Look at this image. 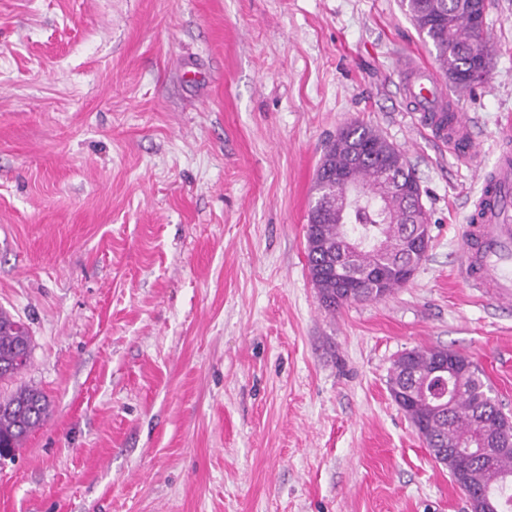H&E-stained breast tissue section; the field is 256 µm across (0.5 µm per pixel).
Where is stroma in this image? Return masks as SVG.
<instances>
[{
  "mask_svg": "<svg viewBox=\"0 0 512 512\" xmlns=\"http://www.w3.org/2000/svg\"><path fill=\"white\" fill-rule=\"evenodd\" d=\"M473 153L417 124L401 0H0V395L50 413L0 461V512H470L393 401L446 348L512 417V306L463 281L466 218L512 116V0H488ZM401 149L431 243L406 287L336 312L308 271L326 143ZM31 352L29 330L20 320L0 312V380L23 371Z\"/></svg>",
  "mask_w": 512,
  "mask_h": 512,
  "instance_id": "obj_1",
  "label": "stroma"
}]
</instances>
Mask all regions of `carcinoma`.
<instances>
[{
  "mask_svg": "<svg viewBox=\"0 0 512 512\" xmlns=\"http://www.w3.org/2000/svg\"><path fill=\"white\" fill-rule=\"evenodd\" d=\"M402 6L425 41L448 82L458 91L471 92L481 82L472 78V46L477 35L469 24L471 0H402ZM315 179L316 199L308 213L307 258L311 281L322 306L329 312L343 306L337 300L343 284L341 272L349 270L370 275L359 285L361 301L380 300L408 283L404 268L419 265L413 254L411 237L417 230L413 212L397 191V182L416 178L404 153L377 130L363 124L342 128L328 142ZM341 174L351 184L370 189L382 201L376 206L366 200L355 204L345 221L336 218L335 176ZM357 226L365 242L347 261L348 225ZM31 352L29 330L19 320L0 312V380L23 371ZM445 348L415 349L394 360L389 376L392 398L421 383L433 369ZM448 388L455 393L453 404L439 413L431 407L432 396L442 394L438 383L427 384V395H418L404 405L406 416L421 435L434 457L448 448H467L482 437L494 444L500 430V408L481 370L466 356L458 355ZM49 415L43 393L20 388L0 399V456H10L24 439L40 427ZM448 471L466 485L469 494H488L497 512H509L502 496L512 485V452L496 455L488 463L481 456H450Z\"/></svg>",
  "mask_w": 512,
  "mask_h": 512,
  "instance_id": "1",
  "label": "carcinoma"
}]
</instances>
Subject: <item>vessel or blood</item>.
I'll list each match as a JSON object with an SVG mask.
<instances>
[{"label":"vessel or blood","mask_w":512,"mask_h":512,"mask_svg":"<svg viewBox=\"0 0 512 512\" xmlns=\"http://www.w3.org/2000/svg\"><path fill=\"white\" fill-rule=\"evenodd\" d=\"M406 98L422 123L449 149L472 142L466 113L427 64H406ZM483 187L465 226L462 264L469 287L500 305L512 304V155L502 154L482 176Z\"/></svg>","instance_id":"b4317fda"}]
</instances>
